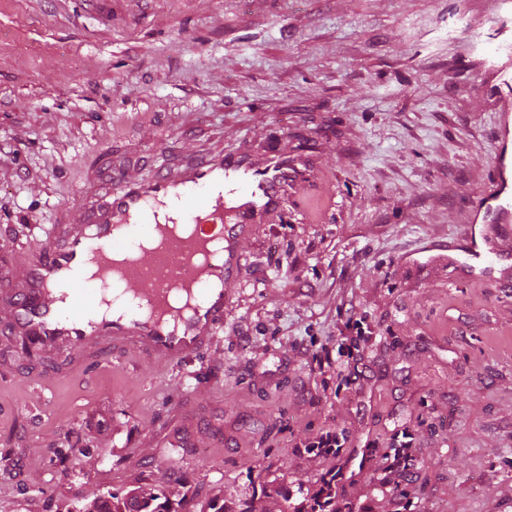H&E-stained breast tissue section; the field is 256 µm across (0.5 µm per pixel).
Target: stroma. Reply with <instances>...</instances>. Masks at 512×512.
I'll list each match as a JSON object with an SVG mask.
<instances>
[{
	"mask_svg": "<svg viewBox=\"0 0 512 512\" xmlns=\"http://www.w3.org/2000/svg\"><path fill=\"white\" fill-rule=\"evenodd\" d=\"M510 36L512 0H0V269L104 150L132 178L217 149L307 161L204 351L69 374L0 340V512L176 476L203 502L312 488L408 435L415 512H512V284L429 260L492 174L481 47ZM328 431L340 455L303 449ZM338 493L389 512L374 467Z\"/></svg>",
	"mask_w": 512,
	"mask_h": 512,
	"instance_id": "35a3bbf8",
	"label": "stroma"
}]
</instances>
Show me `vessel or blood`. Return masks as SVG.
<instances>
[{
    "label": "vessel or blood",
    "mask_w": 512,
    "mask_h": 512,
    "mask_svg": "<svg viewBox=\"0 0 512 512\" xmlns=\"http://www.w3.org/2000/svg\"><path fill=\"white\" fill-rule=\"evenodd\" d=\"M499 98V148L491 189L465 216L467 231L437 261L470 280L495 282L512 254V44L484 49ZM305 160L285 152L255 166L221 152L140 180L117 169H84L86 192L60 209L46 244L27 247L0 277L9 335L48 355L104 345L176 364L208 348L224 321L240 244L283 209Z\"/></svg>",
    "instance_id": "1"
}]
</instances>
